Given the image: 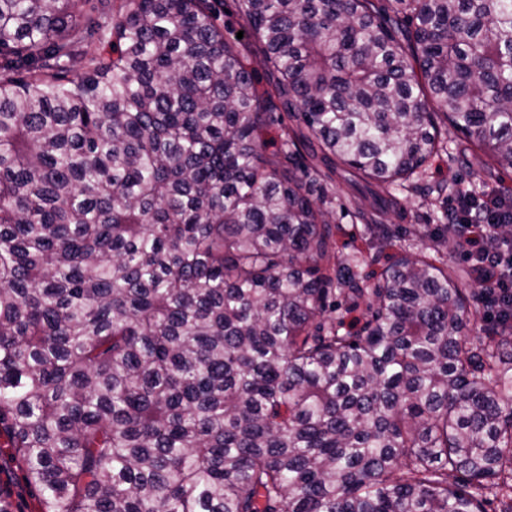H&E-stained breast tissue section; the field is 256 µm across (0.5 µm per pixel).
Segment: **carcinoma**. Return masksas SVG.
<instances>
[{
    "instance_id": "1",
    "label": "carcinoma",
    "mask_w": 512,
    "mask_h": 512,
    "mask_svg": "<svg viewBox=\"0 0 512 512\" xmlns=\"http://www.w3.org/2000/svg\"><path fill=\"white\" fill-rule=\"evenodd\" d=\"M385 2L238 0L261 93L215 0H0V438L41 512H512L481 286L442 235L364 279L322 184L384 214L447 124L512 170V0ZM252 41V45H248V49L245 52L246 56V65L248 69L252 72L255 83L258 88L262 90H271L272 86V75L269 70L263 65L262 59L263 55L261 49L258 44H255ZM273 100L276 105L274 112L279 120L268 128L265 135L267 148L269 150H273L280 145L281 134L283 130L287 129L288 127H293L296 124V121L290 117V114L286 109H284L283 105L279 102L277 97H274Z\"/></svg>"
}]
</instances>
